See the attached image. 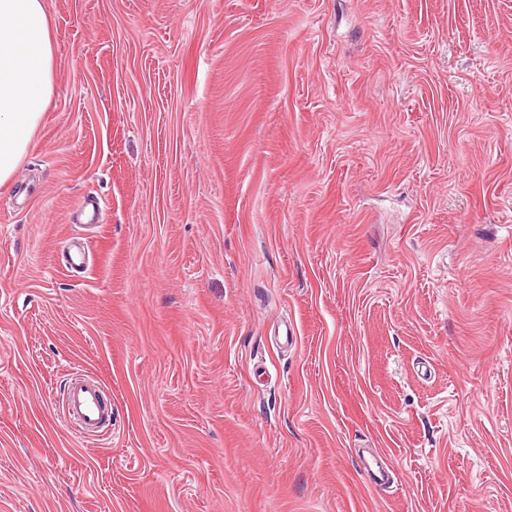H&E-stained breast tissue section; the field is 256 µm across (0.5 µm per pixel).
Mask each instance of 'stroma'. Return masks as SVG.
Masks as SVG:
<instances>
[{"label":"stroma","instance_id":"35a3bbf8","mask_svg":"<svg viewBox=\"0 0 512 512\" xmlns=\"http://www.w3.org/2000/svg\"><path fill=\"white\" fill-rule=\"evenodd\" d=\"M45 6L0 512H512V0ZM65 419L80 434L85 436L103 435L108 423L105 406L99 386L72 383L63 399Z\"/></svg>","mask_w":512,"mask_h":512}]
</instances>
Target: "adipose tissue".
<instances>
[{"mask_svg":"<svg viewBox=\"0 0 512 512\" xmlns=\"http://www.w3.org/2000/svg\"><path fill=\"white\" fill-rule=\"evenodd\" d=\"M55 91L44 0H0V186L11 180Z\"/></svg>","mask_w":512,"mask_h":512,"instance_id":"adipose-tissue-1","label":"adipose tissue"}]
</instances>
